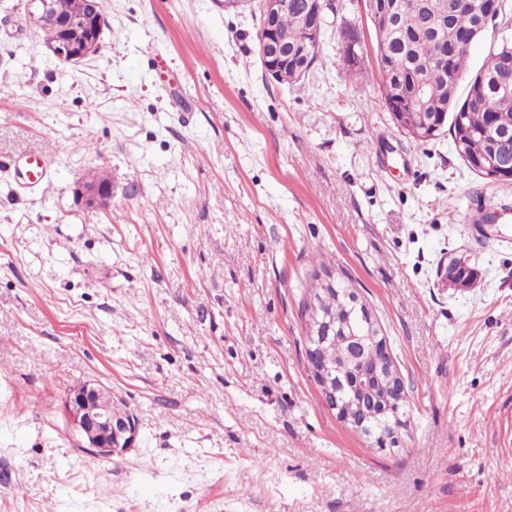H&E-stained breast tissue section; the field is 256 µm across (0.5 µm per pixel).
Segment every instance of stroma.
I'll return each mask as SVG.
<instances>
[{
  "instance_id": "stroma-1",
  "label": "stroma",
  "mask_w": 512,
  "mask_h": 512,
  "mask_svg": "<svg viewBox=\"0 0 512 512\" xmlns=\"http://www.w3.org/2000/svg\"><path fill=\"white\" fill-rule=\"evenodd\" d=\"M26 3L0 0V512H512V183L398 131L372 52L344 71L365 0H336L290 85L266 81L251 9L105 0L101 51L66 65ZM47 146L50 180L20 187L17 158ZM95 167L103 210L76 193ZM456 256L471 287L443 277ZM322 262L388 339L399 447L346 426L308 370ZM87 379L136 420L123 455L66 417Z\"/></svg>"
}]
</instances>
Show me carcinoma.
Here are the masks:
<instances>
[{"mask_svg":"<svg viewBox=\"0 0 512 512\" xmlns=\"http://www.w3.org/2000/svg\"><path fill=\"white\" fill-rule=\"evenodd\" d=\"M319 0H288V8L274 22L278 44L288 48V82L301 64L298 57L305 31L317 15ZM490 20L471 13L464 0H375L370 22L375 59L382 78L387 107L403 113L402 133L418 134L426 142L448 132L456 154L478 176L496 181L483 168L487 159L507 140L512 151V102L497 93L500 83L512 85V41L491 43L482 65L471 73L464 93L459 82L469 63L470 51L489 30V22L512 23V0H487ZM453 285H472L477 270L464 258H454L446 268ZM315 301L323 312L336 314V332L349 330L348 315L327 289ZM407 405L399 415L387 413L375 425L389 431L405 420Z\"/></svg>","mask_w":512,"mask_h":512,"instance_id":"1","label":"carcinoma"}]
</instances>
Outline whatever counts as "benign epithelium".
I'll return each instance as SVG.
<instances>
[{"label": "benign epithelium", "mask_w": 512, "mask_h": 512, "mask_svg": "<svg viewBox=\"0 0 512 512\" xmlns=\"http://www.w3.org/2000/svg\"><path fill=\"white\" fill-rule=\"evenodd\" d=\"M334 0H322L318 24L307 31L308 40L321 43L330 15L323 14L327 4ZM262 25L260 28V61L263 74L270 82L288 78V50H281L273 41L272 21L288 7V0H258ZM27 20L34 26H51L58 32L56 41L47 46V51L61 63L76 65L96 55L103 47V34L107 26L105 4L102 0H83L77 11L60 15L54 10L53 0H28ZM77 193L89 208L104 209L112 199V185L99 178L98 170H88L79 183ZM356 307L362 310L370 324L371 334L361 339L348 337L343 341L344 354L334 364L321 357L313 347L306 348L308 368L320 381V393L330 409L341 412V393L355 389L368 391L370 379L382 381L384 400L388 406L401 403L405 397L394 357L388 348L383 332L371 311L360 297H355ZM368 343L377 351V362L388 364V374L379 369L366 368L356 349ZM108 389L95 380H87L74 387L66 396L64 408L75 431L84 443V449L94 455L110 458L131 448L138 438V429L132 417H115L96 406L95 401ZM355 428L374 442L379 448L394 447L398 437L387 438L374 434L363 422Z\"/></svg>", "instance_id": "obj_1"}]
</instances>
